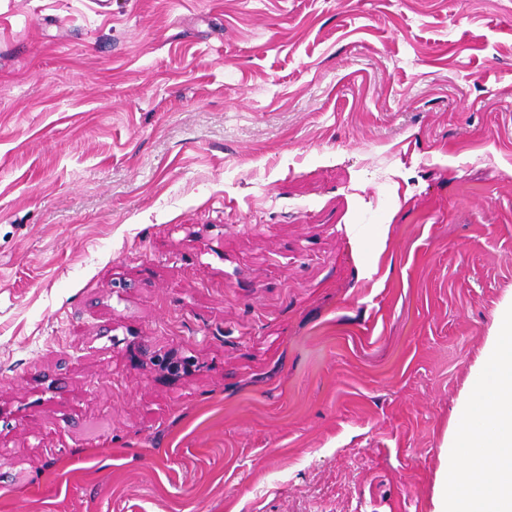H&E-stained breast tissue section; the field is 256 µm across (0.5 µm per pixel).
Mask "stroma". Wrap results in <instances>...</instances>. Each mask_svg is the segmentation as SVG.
<instances>
[{
    "label": "stroma",
    "instance_id": "35a3bbf8",
    "mask_svg": "<svg viewBox=\"0 0 512 512\" xmlns=\"http://www.w3.org/2000/svg\"><path fill=\"white\" fill-rule=\"evenodd\" d=\"M510 304L512 0H0V512H433ZM352 244L360 255V271L363 278L371 279L378 272L379 257L385 249L386 238L381 229L372 236L368 237L358 231L355 227L351 228ZM153 361L159 367L162 376L171 381H177L189 372V362L184 358L178 357L174 352L160 357L156 355Z\"/></svg>",
    "mask_w": 512,
    "mask_h": 512
}]
</instances>
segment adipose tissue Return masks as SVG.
Here are the masks:
<instances>
[{"instance_id": "1", "label": "adipose tissue", "mask_w": 512, "mask_h": 512, "mask_svg": "<svg viewBox=\"0 0 512 512\" xmlns=\"http://www.w3.org/2000/svg\"><path fill=\"white\" fill-rule=\"evenodd\" d=\"M498 334L458 416L434 512H512V309Z\"/></svg>"}]
</instances>
